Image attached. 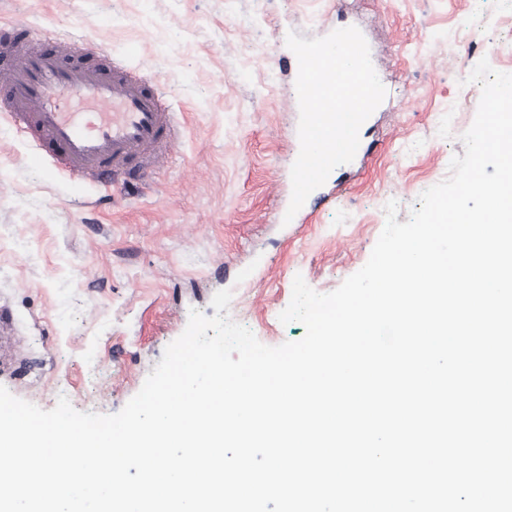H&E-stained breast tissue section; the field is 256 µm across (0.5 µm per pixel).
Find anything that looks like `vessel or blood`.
<instances>
[{"mask_svg": "<svg viewBox=\"0 0 512 512\" xmlns=\"http://www.w3.org/2000/svg\"><path fill=\"white\" fill-rule=\"evenodd\" d=\"M22 22L0 33V109L36 157L72 179L115 187L147 179L177 148V112L142 75L92 40L33 47Z\"/></svg>", "mask_w": 512, "mask_h": 512, "instance_id": "1", "label": "vessel or blood"}]
</instances>
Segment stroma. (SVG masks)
Here are the masks:
<instances>
[{
  "label": "stroma",
  "instance_id": "35a3bbf8",
  "mask_svg": "<svg viewBox=\"0 0 512 512\" xmlns=\"http://www.w3.org/2000/svg\"><path fill=\"white\" fill-rule=\"evenodd\" d=\"M15 21L128 54L184 117L154 185L108 193L33 164L34 144L0 113V307L17 336L0 386L44 410L62 396L121 410L190 310L213 316L223 289L229 317L261 343L301 339V323L279 320L295 277L329 293L360 270L386 203L407 222L464 154L477 62L512 73V0H0V26ZM349 26L393 91L365 130L377 150L362 169H334L302 223L280 224L299 124L286 36Z\"/></svg>",
  "mask_w": 512,
  "mask_h": 512
}]
</instances>
